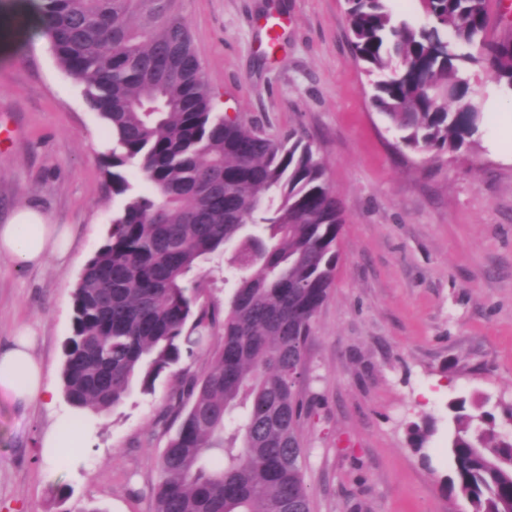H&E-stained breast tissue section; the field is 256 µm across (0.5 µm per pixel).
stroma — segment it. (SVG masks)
Returning a JSON list of instances; mask_svg holds the SVG:
<instances>
[{
  "mask_svg": "<svg viewBox=\"0 0 512 512\" xmlns=\"http://www.w3.org/2000/svg\"><path fill=\"white\" fill-rule=\"evenodd\" d=\"M30 0H0V225L25 205L68 225L66 261L26 267L0 256V349L18 326L60 385L73 291L123 197L100 156L107 133L48 40ZM345 0H183L195 50L224 114L279 139L299 131L324 160L344 224L339 263L307 343L296 389L313 405L303 423L313 512H468L449 499L451 400L512 403V147L502 148L512 91L482 63L473 91L491 120L458 152L411 150L372 104L357 65ZM182 389L168 375L82 425L91 446L71 465L47 464L40 439L71 419L0 395V512H154L158 457L178 427ZM430 421L427 453L412 423Z\"/></svg>",
  "mask_w": 512,
  "mask_h": 512,
  "instance_id": "35a3bbf8",
  "label": "stroma"
}]
</instances>
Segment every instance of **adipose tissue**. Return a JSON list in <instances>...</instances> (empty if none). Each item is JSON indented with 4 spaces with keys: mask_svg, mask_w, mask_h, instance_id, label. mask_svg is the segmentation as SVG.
<instances>
[{
    "mask_svg": "<svg viewBox=\"0 0 512 512\" xmlns=\"http://www.w3.org/2000/svg\"><path fill=\"white\" fill-rule=\"evenodd\" d=\"M73 247L68 226L46 223L43 214L31 207L18 209L11 220L0 225V255H7L26 266H39L47 257L66 259ZM30 334L17 336L0 350V394L22 403L48 401L51 389L44 369L32 351ZM88 441L73 426L60 423L46 431L40 448L48 464L62 460L78 461Z\"/></svg>",
    "mask_w": 512,
    "mask_h": 512,
    "instance_id": "obj_1",
    "label": "adipose tissue"
}]
</instances>
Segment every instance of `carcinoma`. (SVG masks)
<instances>
[{
	"label": "carcinoma",
	"instance_id": "carcinoma-1",
	"mask_svg": "<svg viewBox=\"0 0 512 512\" xmlns=\"http://www.w3.org/2000/svg\"><path fill=\"white\" fill-rule=\"evenodd\" d=\"M418 2L421 24L394 19L387 0H346L353 58L379 76L372 100L405 146L455 152L485 118L465 64L484 62L512 91V36L487 38L492 0ZM180 3L40 6L56 60L105 124L102 165L125 198L74 288L63 392L106 414L205 351V373L182 371L155 512H311L301 429L312 407L295 383L344 219L324 161L297 131L274 140L213 111ZM130 168L147 190L134 189ZM228 251L235 283L221 308L191 275ZM450 409L448 494L472 512H512V436L463 399Z\"/></svg>",
	"mask_w": 512,
	"mask_h": 512
}]
</instances>
